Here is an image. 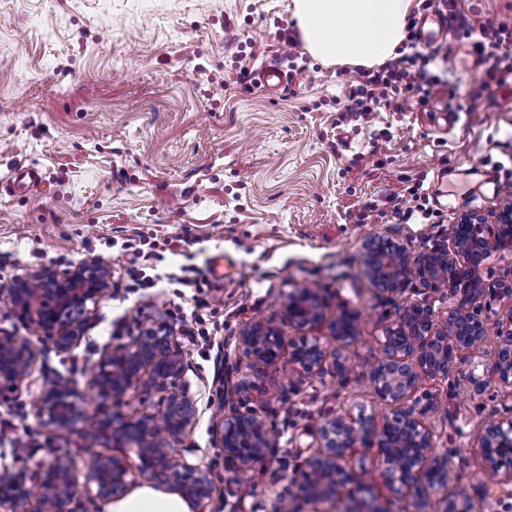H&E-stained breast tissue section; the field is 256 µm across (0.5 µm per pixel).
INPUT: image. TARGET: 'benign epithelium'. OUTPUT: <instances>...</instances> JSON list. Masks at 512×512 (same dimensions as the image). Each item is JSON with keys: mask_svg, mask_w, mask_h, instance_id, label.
I'll use <instances>...</instances> for the list:
<instances>
[{"mask_svg": "<svg viewBox=\"0 0 512 512\" xmlns=\"http://www.w3.org/2000/svg\"><path fill=\"white\" fill-rule=\"evenodd\" d=\"M458 223L473 226L470 240L461 241L451 228L447 246L427 249L412 258L403 245L386 236L363 242L365 273L380 292L390 298L401 296L412 276L421 284L416 298L400 306L395 321L385 327L381 355L371 374L392 420L382 423L373 416L350 413L326 420L319 430V451L296 476L304 498L339 501L345 512H388L371 495L363 471L342 464L353 450L375 446L382 458L380 477L394 490L412 495L418 512L434 508L437 512H472L469 493H448V455L432 456L434 435L417 416L412 397L422 379L448 378L464 353L490 342V362H470L468 369L460 371L461 381L475 393L491 385L512 389V305L490 317L476 318L466 340L456 336L457 313L471 311L486 292L481 269L497 251L512 249V203H505L491 221L470 211L461 214ZM111 279L110 265L91 259L62 274L45 265L12 281L13 313L36 340L0 331V394L23 383L46 348L68 353L80 343L94 308L110 291ZM282 314L299 331L324 322L321 299L315 289L306 286L288 292ZM357 317L355 312H343L332 323L334 338L341 345L354 340L351 321ZM286 346L302 375L322 369L327 360L318 339L303 336L287 341L278 328L261 320L246 325L237 338V348L256 367L275 364ZM185 367V351L174 339L172 327L159 319L129 346L101 352L93 384L102 408L92 414L81 410L74 392L62 380L54 381L41 397L38 415L43 426L136 447L139 465L135 472L123 457H98L90 464L85 483L95 487L98 498H124L139 475L158 487L177 491L194 506V512H205L214 491L210 472L189 461L188 451L175 448L197 417L189 385L182 381ZM135 389L156 391L162 406L144 412L135 422H123L113 409ZM245 389L244 381L226 372L222 388L216 391L218 411L212 428L214 445L224 450V458L242 474L272 448L260 415L233 408L224 413V404ZM478 448L489 473L512 484V416L487 423ZM78 489L79 479L67 456H55L39 466L29 484L3 469L0 509L37 512L46 505L47 512H72L69 505Z\"/></svg>", "mask_w": 512, "mask_h": 512, "instance_id": "7a95c632", "label": "benign epithelium"}]
</instances>
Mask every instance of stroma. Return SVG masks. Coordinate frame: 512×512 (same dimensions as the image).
<instances>
[{
  "label": "stroma",
  "instance_id": "1",
  "mask_svg": "<svg viewBox=\"0 0 512 512\" xmlns=\"http://www.w3.org/2000/svg\"><path fill=\"white\" fill-rule=\"evenodd\" d=\"M457 8L474 25L512 29V0H457ZM298 33L292 0H0V329L26 336L8 286L41 266L62 272L102 258L115 282L80 344L67 354L46 349L42 366L0 398V421L29 440L20 448L12 432L0 434V469L29 478L58 448L81 476L101 456L136 463L134 448L52 433L37 407L44 388L64 378L95 411L101 350L163 318L187 353L198 417L180 445L210 471L207 512H272L277 496L324 512L294 480L316 451L319 426L384 410L369 375L398 303L364 273L362 243L389 236L413 256L447 243L462 211L490 217L512 198V83L496 90L495 103L474 97L481 65L454 29L437 61L449 84L435 88L429 106L362 116L345 109L362 68L322 65L305 44L289 46ZM265 62L285 70L286 90L239 82ZM451 92L470 110L449 125ZM32 166L41 185L14 189V172ZM416 184L434 211L430 223L395 221L388 197L411 207ZM139 236L149 254L132 268L121 247ZM187 266L205 273L199 291L167 280ZM296 285L323 302L326 322L314 334L329 354L340 348L331 321L340 309L358 312L345 349L350 372L329 362L303 376L287 351L265 368L240 356L237 337L256 320L298 338L281 316ZM197 297L214 305L205 338L191 317ZM227 358L253 384L236 409L257 412L274 441L273 454L244 475L212 445L213 391ZM415 397L440 401L442 413L428 420L434 446L457 449L452 466L473 512L498 498L512 504V486L496 483L476 449L487 421L512 415V391L477 394L453 372L422 380ZM343 464L369 472L380 506L415 512L411 496L380 478L376 449H355ZM242 480L252 487L243 497Z\"/></svg>",
  "mask_w": 512,
  "mask_h": 512
}]
</instances>
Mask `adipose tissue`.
Listing matches in <instances>:
<instances>
[{
	"label": "adipose tissue",
	"instance_id": "obj_1",
	"mask_svg": "<svg viewBox=\"0 0 512 512\" xmlns=\"http://www.w3.org/2000/svg\"><path fill=\"white\" fill-rule=\"evenodd\" d=\"M413 0H293V15L311 55L327 66L373 68L396 57ZM104 512H188L176 495L150 486L108 503Z\"/></svg>",
	"mask_w": 512,
	"mask_h": 512
}]
</instances>
